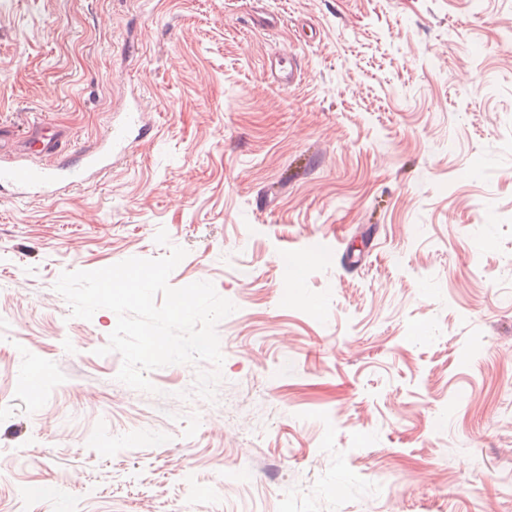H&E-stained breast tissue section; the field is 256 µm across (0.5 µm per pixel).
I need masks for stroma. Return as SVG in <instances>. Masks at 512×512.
Segmentation results:
<instances>
[{"mask_svg": "<svg viewBox=\"0 0 512 512\" xmlns=\"http://www.w3.org/2000/svg\"><path fill=\"white\" fill-rule=\"evenodd\" d=\"M509 29L512 0H0L5 150L37 113L77 163L135 94L154 125L92 184L0 192V512H512ZM173 245L171 286L236 306L212 401L208 362L119 382L116 314L54 288Z\"/></svg>", "mask_w": 512, "mask_h": 512, "instance_id": "obj_1", "label": "stroma"}]
</instances>
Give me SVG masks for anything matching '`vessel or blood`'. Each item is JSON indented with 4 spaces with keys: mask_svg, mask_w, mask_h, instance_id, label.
<instances>
[{
    "mask_svg": "<svg viewBox=\"0 0 512 512\" xmlns=\"http://www.w3.org/2000/svg\"><path fill=\"white\" fill-rule=\"evenodd\" d=\"M145 112L139 103L122 112L75 165L61 161L65 147L57 136L46 134L43 123H32L25 151L33 161L20 164L0 153V187L10 186L20 199L61 196L102 176L124 160L133 143L145 134Z\"/></svg>",
    "mask_w": 512,
    "mask_h": 512,
    "instance_id": "1",
    "label": "vessel or blood"
}]
</instances>
